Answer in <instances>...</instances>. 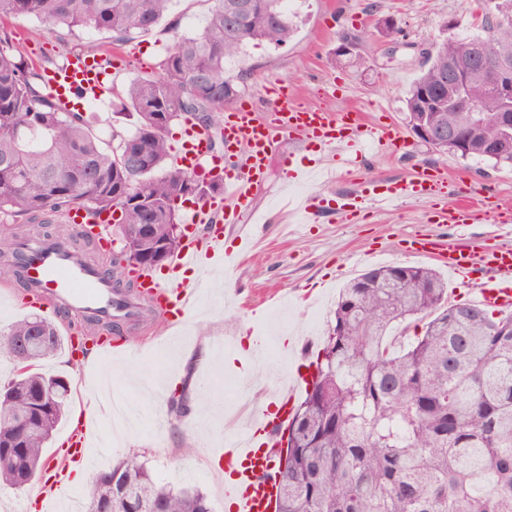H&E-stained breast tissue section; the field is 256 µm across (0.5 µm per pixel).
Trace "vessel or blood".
Masks as SVG:
<instances>
[{"label": "vessel or blood", "mask_w": 512, "mask_h": 512, "mask_svg": "<svg viewBox=\"0 0 512 512\" xmlns=\"http://www.w3.org/2000/svg\"><path fill=\"white\" fill-rule=\"evenodd\" d=\"M108 70L102 59L93 56H68L66 62L47 75V87L63 105L72 106L76 98L101 100ZM276 105L266 117H259L251 104H242L225 112L222 131L224 148L241 158L240 165L220 169L210 151L211 132L195 123L187 124L174 149L176 165L195 176L220 169L224 172V193L189 206L190 228L177 258L168 266L165 278L153 271L130 272L131 289L115 287L105 270L93 266L69 241L41 238L16 242L12 260L33 298L47 307L61 306L74 315H91L107 323L134 319L140 301H147L156 314L182 323L193 308L199 290L187 282L186 272L204 266L230 265L234 257L224 249V225H237L240 214L249 208L253 196L265 178L269 155L277 133L299 136L307 155L285 161L287 183L309 181L325 171L350 173L353 163L367 152H394L403 144L394 125L362 124L358 115L328 112L300 106L287 87L275 91ZM448 188L445 172L422 171L401 181L362 183L359 196L344 199L336 209L338 219L357 224L364 220L368 202H394L406 199L441 198ZM441 224L490 222L508 224L512 212L503 211L488 198L440 207L436 212ZM66 219L74 230L92 233L100 251L111 254L112 240L102 228L109 215H89L85 209L67 211ZM204 234H197L198 225ZM421 254L447 267L464 283H478L481 302L503 310L512 309V246H496L479 252L451 244L425 242ZM307 383L301 371L288 373V381L272 406L255 411L244 438L235 447L225 449L224 466L230 477L224 482V496L230 512H274L277 487L271 474L275 467L274 440L293 415L297 396ZM91 427H74L66 441L62 459L52 468L49 479L37 494L41 512H51L53 502L68 490L72 462L82 460Z\"/></svg>", "instance_id": "obj_1"}]
</instances>
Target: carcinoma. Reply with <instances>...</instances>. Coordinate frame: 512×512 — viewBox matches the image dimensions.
I'll return each instance as SVG.
<instances>
[{
    "label": "carcinoma",
    "instance_id": "cac0c4a2",
    "mask_svg": "<svg viewBox=\"0 0 512 512\" xmlns=\"http://www.w3.org/2000/svg\"><path fill=\"white\" fill-rule=\"evenodd\" d=\"M172 0H0V18L24 17L70 31L92 29L123 42L149 33ZM204 25L178 33L161 74L133 78L119 106L135 128L108 141L92 115L63 109L47 91V67L29 63L13 38L0 37V215L36 218L83 207L95 216L118 210L112 273L149 270L181 246L179 208L190 198L224 192L169 163L172 124L194 121L223 144L224 105L239 96L226 61L250 43L281 46L299 15L286 0H205ZM512 0H495L480 33L438 39L406 92L408 123L423 115L440 127L469 123L478 103L483 138L497 133V102L477 82L464 99L422 112L424 88L448 91V62L485 57L488 47L512 50ZM424 321L409 335L411 320ZM496 310L448 302L439 272L407 266L368 270L341 290L333 320L309 365L317 374L295 407L286 466L276 455V512H512V335L496 336ZM401 327L397 334L393 329ZM43 336L16 358L17 374L0 387V489H22L36 473L45 443L60 423L70 385L37 371L63 345L59 327L38 315L0 332V343ZM171 414L191 411V378L168 398ZM85 512H211L197 490L158 484L132 452L96 475Z\"/></svg>",
    "mask_w": 512,
    "mask_h": 512
}]
</instances>
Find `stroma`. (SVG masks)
Returning <instances> with one entry per match:
<instances>
[{
    "mask_svg": "<svg viewBox=\"0 0 512 512\" xmlns=\"http://www.w3.org/2000/svg\"><path fill=\"white\" fill-rule=\"evenodd\" d=\"M288 9L300 16L288 43L248 45L229 63V73L244 86L240 101L254 104L258 116H265L271 108L265 87L279 81L304 104L359 112L371 122L399 125L406 147L369 156L335 183L308 182L309 193L321 194L325 206L305 223L289 224L280 212L284 162L304 146L294 137L279 136L263 188L252 200L265 218L255 230L259 244L230 269L198 273L203 313L172 328L158 320L146 326L125 325L126 346L134 352L130 358L107 355L80 364L63 349L41 364V372L67 377L71 389V402L47 448L61 447L69 426L91 420L90 442L101 453L86 468L87 477L109 470L134 451L159 482L177 489L198 488L212 512H226L224 475L214 469L212 451L233 441L226 418L275 398L286 375L281 347L285 337L319 343L340 289L359 274L387 265H427V258L412 252L413 242L451 239L476 249L512 244V223H431V199L370 205L367 221L360 224L338 223L328 207L330 201L360 193L362 180H402L416 171L435 169L448 174V204L474 190L512 206V170L439 153L414 136L406 119L405 93L420 74L425 50L443 35L445 22L457 20L458 35L476 33L474 0H291ZM385 18L396 21V39L381 35L379 23ZM5 31L16 36L24 55L39 64L63 62L67 49L89 41L99 54L119 55L121 76L108 85L104 100L93 102L91 108L95 130L104 139L116 129L132 130L135 119L118 111V99L135 75L159 73L173 42L171 32L162 26L118 44L95 31L38 26L22 17L0 21V33ZM344 35L357 41L363 66L331 61ZM332 78L341 89L328 95L324 89ZM244 329L262 343L252 359L250 377L242 375L234 359ZM190 367L195 370L193 407L181 418L169 413L167 396L142 393L133 378L141 371L179 384ZM189 437L195 438L197 450L187 456L182 441Z\"/></svg>",
    "mask_w": 512,
    "mask_h": 512,
    "instance_id": "obj_1",
    "label": "stroma"
}]
</instances>
